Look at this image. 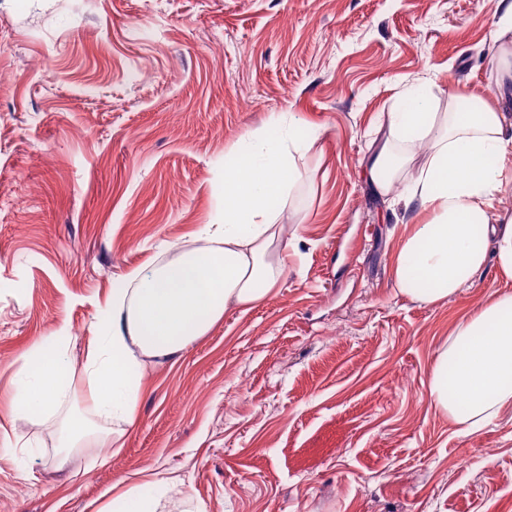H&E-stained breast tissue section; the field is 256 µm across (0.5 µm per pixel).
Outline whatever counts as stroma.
I'll return each mask as SVG.
<instances>
[{"label":"stroma","instance_id":"1","mask_svg":"<svg viewBox=\"0 0 512 512\" xmlns=\"http://www.w3.org/2000/svg\"><path fill=\"white\" fill-rule=\"evenodd\" d=\"M495 8L0 0V512H99L146 475L159 512H512V411L466 434L428 395L449 333L512 280L399 294V229L361 167L406 82L432 80L442 112L492 100ZM272 112L324 130L283 213L286 276L145 365L118 447L59 460V417L9 415L18 355L63 325L81 370L99 303L194 245L224 208L225 152Z\"/></svg>","mask_w":512,"mask_h":512}]
</instances>
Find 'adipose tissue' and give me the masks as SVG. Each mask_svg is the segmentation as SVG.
<instances>
[{
  "instance_id": "ef3b65f1",
  "label": "adipose tissue",
  "mask_w": 512,
  "mask_h": 512,
  "mask_svg": "<svg viewBox=\"0 0 512 512\" xmlns=\"http://www.w3.org/2000/svg\"><path fill=\"white\" fill-rule=\"evenodd\" d=\"M498 100L461 111L456 98L434 109L428 81L407 84L399 111L388 113L368 146L364 175L389 211L429 213L404 223L391 263L395 288L433 304L459 295L488 267L512 280V221L497 209L512 178V0H499L492 22ZM297 117L271 114L224 155V220L200 230L194 248L130 270L126 287L101 306L86 348L89 413L62 421L61 441L120 436L134 421L147 362L175 360L230 309L264 300L288 263L280 217L302 174L297 161L316 146ZM426 157L407 165L418 145ZM402 192H395V183ZM66 328L35 340L19 357L11 414L57 413L75 372ZM433 405L464 431L476 432L512 409V292H498L455 327L430 369ZM164 484L146 480L115 494L109 512H157Z\"/></svg>"
}]
</instances>
